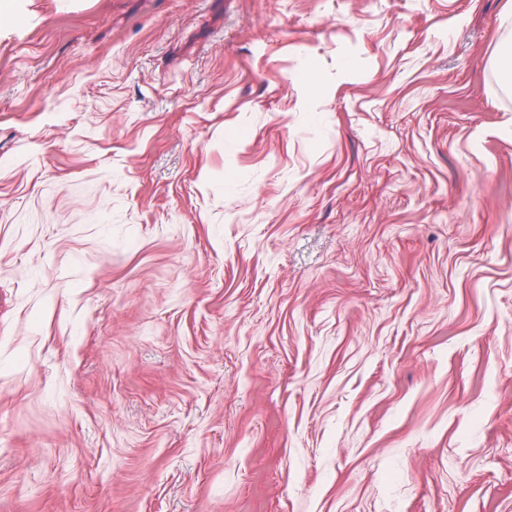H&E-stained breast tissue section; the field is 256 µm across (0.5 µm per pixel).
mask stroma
<instances>
[{
	"label": "stroma",
	"mask_w": 512,
	"mask_h": 512,
	"mask_svg": "<svg viewBox=\"0 0 512 512\" xmlns=\"http://www.w3.org/2000/svg\"><path fill=\"white\" fill-rule=\"evenodd\" d=\"M512 0L0 18V512H512Z\"/></svg>",
	"instance_id": "obj_1"
}]
</instances>
